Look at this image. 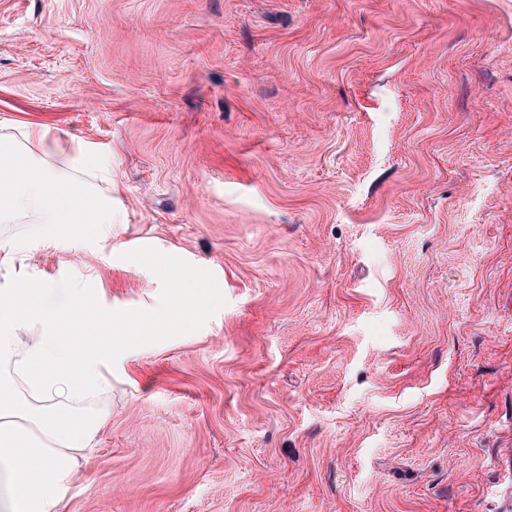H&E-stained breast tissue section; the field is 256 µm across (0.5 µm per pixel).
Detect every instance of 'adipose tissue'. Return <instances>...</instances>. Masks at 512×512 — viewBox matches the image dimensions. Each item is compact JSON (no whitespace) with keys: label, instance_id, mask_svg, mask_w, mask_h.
<instances>
[{"label":"adipose tissue","instance_id":"obj_1","mask_svg":"<svg viewBox=\"0 0 512 512\" xmlns=\"http://www.w3.org/2000/svg\"><path fill=\"white\" fill-rule=\"evenodd\" d=\"M122 184L80 140L51 139L28 123L0 133V223L32 225L53 243L66 224H96L103 237L125 223ZM23 243L0 238V512H55L70 493L111 416L112 353L97 341L63 342L67 321L107 333L110 317L89 309L90 290L66 307L43 308V286L20 260ZM40 469L30 481L26 467Z\"/></svg>","mask_w":512,"mask_h":512}]
</instances>
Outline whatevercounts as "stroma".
I'll return each instance as SVG.
<instances>
[{
    "label": "stroma",
    "instance_id": "1",
    "mask_svg": "<svg viewBox=\"0 0 512 512\" xmlns=\"http://www.w3.org/2000/svg\"><path fill=\"white\" fill-rule=\"evenodd\" d=\"M4 119L126 188L0 223L121 314L59 512H512V0H0Z\"/></svg>",
    "mask_w": 512,
    "mask_h": 512
}]
</instances>
